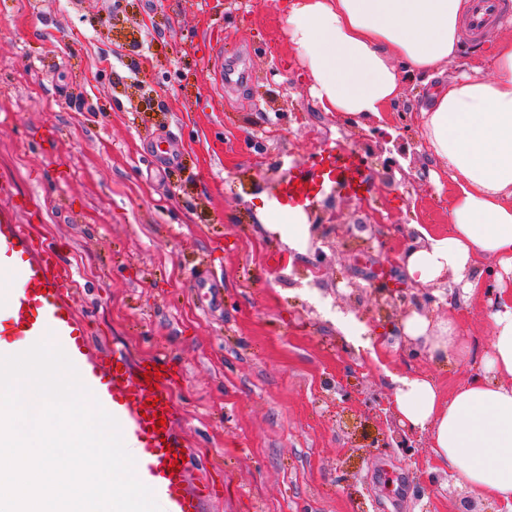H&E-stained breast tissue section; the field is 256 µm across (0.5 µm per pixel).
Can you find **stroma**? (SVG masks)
<instances>
[{"label": "stroma", "instance_id": "stroma-1", "mask_svg": "<svg viewBox=\"0 0 512 512\" xmlns=\"http://www.w3.org/2000/svg\"><path fill=\"white\" fill-rule=\"evenodd\" d=\"M360 132L311 98L279 0H0V179L76 279L94 345L182 373L190 477L223 492L202 512H458L467 493L401 422L391 377L448 395L482 374L484 295L436 284L431 322L453 321L470 356L434 360L398 309L334 287L386 271L406 242L394 225L444 229L425 148L402 162L408 183L370 168L362 196H336L322 277L309 251L280 268L287 247L257 215L290 168Z\"/></svg>", "mask_w": 512, "mask_h": 512}]
</instances>
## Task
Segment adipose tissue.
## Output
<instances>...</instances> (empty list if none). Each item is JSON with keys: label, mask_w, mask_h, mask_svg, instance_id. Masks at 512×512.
<instances>
[{"label": "adipose tissue", "mask_w": 512, "mask_h": 512, "mask_svg": "<svg viewBox=\"0 0 512 512\" xmlns=\"http://www.w3.org/2000/svg\"><path fill=\"white\" fill-rule=\"evenodd\" d=\"M287 9L289 40L323 111L360 124L399 108L405 78L421 83L408 118L438 166L433 183L449 177L451 200L447 229L425 234L406 277L428 286L450 275L469 293L489 290L493 342L483 375L449 397L429 377L397 376L394 402L456 483L512 512V37L488 42L479 67L461 62L469 0H289ZM265 225L289 248H307L302 206ZM486 258L494 264L485 269ZM429 330L416 314L403 322L406 336L430 338L431 356H466L453 323Z\"/></svg>", "instance_id": "ef3b65f1"}]
</instances>
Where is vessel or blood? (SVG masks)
I'll return each instance as SVG.
<instances>
[{
	"instance_id": "1",
	"label": "vessel or blood",
	"mask_w": 512,
	"mask_h": 512,
	"mask_svg": "<svg viewBox=\"0 0 512 512\" xmlns=\"http://www.w3.org/2000/svg\"><path fill=\"white\" fill-rule=\"evenodd\" d=\"M507 0H472L469 28L481 34L501 18ZM333 174L345 187L363 186V160L346 152L328 155L326 163L297 172L298 184L315 183ZM13 210H0V355H11L20 343L46 339L66 348L82 383L100 405L119 417L127 433L137 441L142 465L140 478L164 499L168 512H201L208 492L206 484L190 485V461L184 460L174 425L177 409L169 389L178 377L176 371L162 370L157 389H150L144 375L146 365L131 367L125 353L101 355L87 341L84 319L71 305L75 281L60 266L53 248L35 240L27 225L18 223ZM155 406H148V399ZM165 419L164 430H156L158 419Z\"/></svg>"
}]
</instances>
